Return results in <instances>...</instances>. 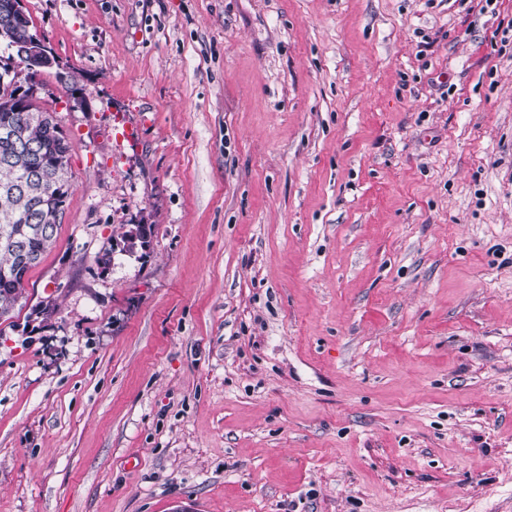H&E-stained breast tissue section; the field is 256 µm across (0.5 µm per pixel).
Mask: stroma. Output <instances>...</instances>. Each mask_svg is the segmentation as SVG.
<instances>
[{
    "label": "stroma",
    "mask_w": 512,
    "mask_h": 512,
    "mask_svg": "<svg viewBox=\"0 0 512 512\" xmlns=\"http://www.w3.org/2000/svg\"><path fill=\"white\" fill-rule=\"evenodd\" d=\"M22 5L72 193L0 512H512V0Z\"/></svg>",
    "instance_id": "35a3bbf8"
}]
</instances>
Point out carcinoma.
Here are the masks:
<instances>
[{
    "instance_id": "1",
    "label": "carcinoma",
    "mask_w": 512,
    "mask_h": 512,
    "mask_svg": "<svg viewBox=\"0 0 512 512\" xmlns=\"http://www.w3.org/2000/svg\"><path fill=\"white\" fill-rule=\"evenodd\" d=\"M35 32L29 15L10 28L4 48L31 70L29 56L21 55ZM18 73L0 87V317L10 313L25 288V277L53 245L71 194L68 165L71 145L53 113L43 108L28 86L30 112L10 106L8 88Z\"/></svg>"
}]
</instances>
